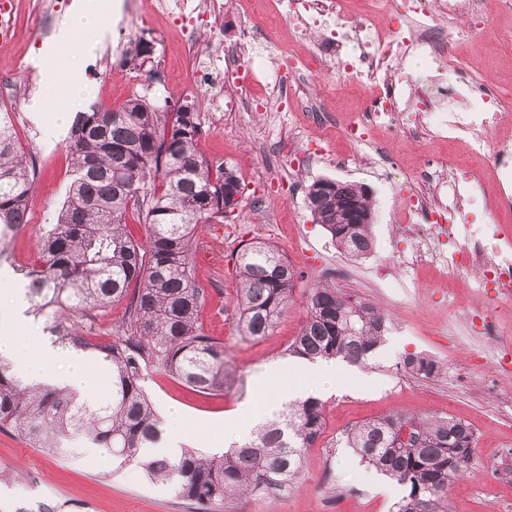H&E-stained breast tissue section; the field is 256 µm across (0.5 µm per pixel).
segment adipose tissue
<instances>
[{
	"label": "adipose tissue",
	"mask_w": 512,
	"mask_h": 512,
	"mask_svg": "<svg viewBox=\"0 0 512 512\" xmlns=\"http://www.w3.org/2000/svg\"><path fill=\"white\" fill-rule=\"evenodd\" d=\"M112 9V0H87L73 12L61 27L58 38L71 44L74 54L86 57L94 54L98 42L94 35L99 30L103 13ZM8 296L11 305L7 310L9 323L0 327V361L9 363L19 379L27 385L65 387L79 398L94 402L101 388L95 379V367L86 356L73 347H64L47 335L37 340L14 335L17 324H33L23 289L18 288L11 274L0 269V296ZM343 366L334 361L314 363L295 362L274 371H261L254 377L256 391L265 399L266 415L278 412L290 399L309 395L307 377H315L321 391L336 387V375Z\"/></svg>",
	"instance_id": "obj_1"
}]
</instances>
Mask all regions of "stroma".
<instances>
[{
  "label": "stroma",
  "mask_w": 512,
  "mask_h": 512,
  "mask_svg": "<svg viewBox=\"0 0 512 512\" xmlns=\"http://www.w3.org/2000/svg\"><path fill=\"white\" fill-rule=\"evenodd\" d=\"M78 2L12 0L11 15L0 19V85L19 88L15 95L0 92V106L11 112L27 162L36 170L28 222L8 238L0 268L15 271L32 262L43 228L53 223L70 180L66 138L52 130L55 112L68 105L66 79L58 77L56 87L47 89L34 56L42 43L55 38ZM156 2L143 0L138 19L120 6L101 18L99 48L82 66L93 85L91 98L113 108L136 93L151 101L168 97L198 103L200 152L211 163L234 169L243 190L231 217L201 233L194 257L196 282L206 294L200 328L223 344L224 357L242 383L229 391L202 394L168 371L148 370L143 386L157 412L179 407L185 413L186 447L209 455L224 453L228 442H201V432L209 421L228 417L239 403L255 398V374L288 362L286 349L307 317L311 288L329 284L381 304L390 320L386 340L365 367L364 377L351 371L337 377L340 393L324 398V432L305 451L300 480L285 494L236 498L225 504L224 512H389L402 496V487L360 464L346 448L344 436L358 423L396 411L453 417L473 427L471 467L452 484L448 512H512V484L489 480L493 471L512 469V418H504L498 407L501 398L512 397V374L494 373L495 359L490 356L466 377H456L465 358L452 343L453 336L465 331L462 311H490L493 300L479 295L473 275L446 278L429 267L414 272L393 268L394 290L385 296L377 289L376 271L367 267L368 262H388L395 251L412 247V240L393 238L388 227L412 189L415 171L427 158L437 164L449 161L470 172L477 200L462 221L486 234L488 248L512 258V209L498 211L484 205L498 192L492 172L484 161L434 139L417 147L392 138L388 148L399 159L401 173L395 183L380 180L365 162L371 146H351L342 135L370 92L338 80L315 83L312 94L327 107L329 121L304 122L300 137L325 140L333 153L346 155L349 161L343 168L316 163L295 174L278 153L275 140L295 123L297 112H279L270 119L243 101L237 115L225 116L209 88L197 83V71L206 66V58L188 54L181 18L155 11ZM133 31L151 42L148 61H140L132 49ZM457 57L459 68L493 90H512V12L498 15L495 28L476 32L469 42L458 45ZM37 96L43 108L34 112L30 103ZM321 177L357 183L370 192L374 205L370 259L348 256L332 243L322 225L313 222L306 188ZM258 242L277 246L299 277L288 309L272 333L254 340L238 329L235 256L245 245ZM410 353L437 360L444 374L433 379L408 377L399 363ZM0 469L15 476L13 482L0 484V512H43L47 506L57 512H197L172 486L149 482L141 467L120 462L105 449L57 455L0 431Z\"/></svg>",
  "instance_id": "obj_1"
}]
</instances>
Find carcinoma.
<instances>
[{"mask_svg": "<svg viewBox=\"0 0 512 512\" xmlns=\"http://www.w3.org/2000/svg\"><path fill=\"white\" fill-rule=\"evenodd\" d=\"M196 116L129 98L117 111L94 103L75 115L67 152L71 180L55 222L45 230L32 263L22 270L31 312L49 322L55 341L88 353L112 377V392L89 404L74 392L22 383L0 361V429L36 448L62 453L91 442L122 462H136L147 477L169 482L178 497L211 506L239 495L267 492L299 479L304 452L324 430L322 402L296 400L276 420L257 425L252 440L220 456L186 448L180 457L146 456L160 420L142 382L164 369L192 390L231 389L240 382L224 361V346L204 335L197 312L206 301L194 278L193 256L203 224L224 222V188L240 186L236 173L198 150ZM36 172L23 160L10 112L0 108V242L27 223ZM314 217L347 254L370 251L369 224H344L353 204L368 212L371 197L308 189ZM135 212L147 225L146 243L126 232ZM237 304L243 335H269L285 312L297 271L276 247L257 243L237 256ZM129 299L113 341L92 342L65 318L104 311ZM384 313L338 288L322 285L308 296L307 317L286 353L310 362L341 358L365 363L383 343ZM403 368L417 377L440 374L438 362L418 354ZM360 462L405 489L393 512H445L448 489L472 460L474 430L446 417L394 412L355 425L345 436Z\"/></svg>", "mask_w": 512, "mask_h": 512, "instance_id": "carcinoma-1", "label": "carcinoma"}]
</instances>
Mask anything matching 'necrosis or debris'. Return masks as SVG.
<instances>
[{
	"label": "necrosis or debris",
	"mask_w": 512,
	"mask_h": 512,
	"mask_svg": "<svg viewBox=\"0 0 512 512\" xmlns=\"http://www.w3.org/2000/svg\"><path fill=\"white\" fill-rule=\"evenodd\" d=\"M374 4L373 12L353 17L343 0H231L232 8L246 14L247 21L238 43L225 48L223 65L203 71L200 83L215 86L222 68L244 70L246 53L261 56L277 46V35L264 20L281 17L299 34L322 35L309 49L303 67L279 68L283 86L304 83L308 74L319 72L373 87L374 95L346 126L351 137L367 141L375 130L385 129L413 142L427 136L448 143L465 141L497 178L496 203L512 205V138L487 136L489 130L512 125V97L449 69L459 41L493 26L495 19L484 0H408L404 22L397 27L382 26L378 20L386 0ZM409 59L422 63L428 84L407 79L403 64ZM416 183L401 223L392 225L390 232L417 234L421 240L411 254L395 255L396 264H451L458 272L474 274L478 288L494 283L501 302L511 303L512 265L486 252L479 233H472L460 249L449 253L435 246L436 239L453 233L449 216L463 215L471 202L468 175L457 168L424 166L416 173Z\"/></svg>",
	"instance_id": "4bbe7bcc"
}]
</instances>
